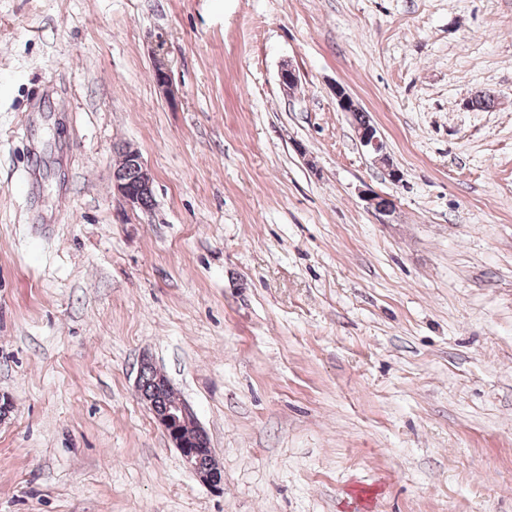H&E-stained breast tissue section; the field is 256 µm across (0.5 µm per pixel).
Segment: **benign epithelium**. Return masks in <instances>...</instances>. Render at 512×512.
Masks as SVG:
<instances>
[{
    "label": "benign epithelium",
    "mask_w": 512,
    "mask_h": 512,
    "mask_svg": "<svg viewBox=\"0 0 512 512\" xmlns=\"http://www.w3.org/2000/svg\"><path fill=\"white\" fill-rule=\"evenodd\" d=\"M355 133L362 146L376 154L379 160L387 161L384 142L374 125H358L355 127ZM130 161L133 168L139 172L138 188H129L119 175L113 176V187L130 208L139 209L142 207V196L152 191L153 180L137 152H131ZM365 201L381 216L388 215L393 209L392 201L388 197L374 191L367 193ZM147 372L151 374L149 381L145 379ZM137 391L140 399L149 407L156 422L180 453L182 461L203 484L214 490L221 489L224 483L223 470L211 448L207 433L200 426L192 407L179 396L169 398L163 405L157 404V394L170 393L173 387L167 376L158 371L147 357L142 358L140 363Z\"/></svg>",
    "instance_id": "obj_1"
}]
</instances>
